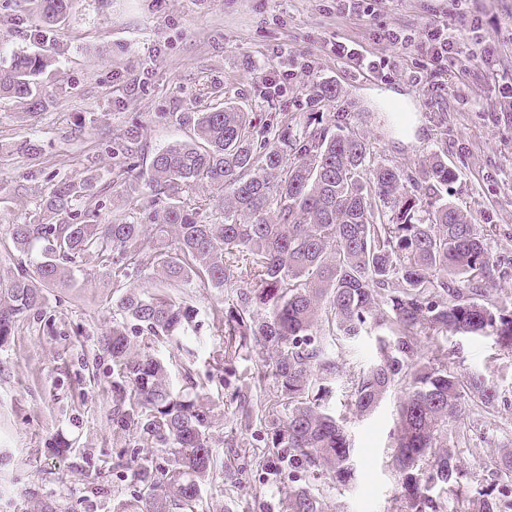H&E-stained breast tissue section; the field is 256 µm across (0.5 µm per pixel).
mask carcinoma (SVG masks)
<instances>
[{"mask_svg": "<svg viewBox=\"0 0 512 512\" xmlns=\"http://www.w3.org/2000/svg\"><path fill=\"white\" fill-rule=\"evenodd\" d=\"M33 40L46 46L76 0H33ZM0 68V98L26 114L41 112V75L54 63L41 52L9 51ZM194 138L156 152L143 216L115 213L99 224L68 222L93 182L60 181L36 218L9 224L5 237L27 260L0 278V344L16 318L43 306L44 288L73 281L90 257L117 288L122 324L100 352L112 358V424L134 436V447L162 448L169 463L139 452L119 463L137 488L113 512H198L204 483L218 466L210 429L213 395L183 366L176 388L169 363L146 351L157 340L186 344L194 309L163 289L131 286L153 269L164 284L189 279L230 293L213 314L223 336L211 368L224 414L258 419L277 469L308 482L288 492L280 512H326L327 493L356 477L347 416L372 414L388 393L402 392L390 434L397 491L391 512H512V448L465 472L448 447V426L466 406H496L493 379L448 365V336H490L512 356V303L489 287L494 262L481 226L448 202L423 200L455 172L434 157L428 185L408 190L398 167L371 157L366 139L331 132L309 120L296 130L288 114L257 130L251 113L223 103L174 114ZM209 189L196 196V188ZM375 336L368 366L349 369L336 349ZM143 343L135 350L130 336ZM430 355H424V351ZM256 368H238L251 355ZM341 391L345 413L330 408Z\"/></svg>", "mask_w": 512, "mask_h": 512, "instance_id": "1", "label": "carcinoma"}]
</instances>
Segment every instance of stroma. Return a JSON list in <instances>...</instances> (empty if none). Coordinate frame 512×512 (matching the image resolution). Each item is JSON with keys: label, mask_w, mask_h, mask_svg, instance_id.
Wrapping results in <instances>:
<instances>
[{"label": "stroma", "mask_w": 512, "mask_h": 512, "mask_svg": "<svg viewBox=\"0 0 512 512\" xmlns=\"http://www.w3.org/2000/svg\"><path fill=\"white\" fill-rule=\"evenodd\" d=\"M31 8L30 0H0V41L11 49L35 48L26 32ZM440 16L455 30L465 18L477 19L490 41L482 47L463 40L438 88L419 49L394 48L375 32L392 24L416 30ZM333 40L394 66L354 70L328 51ZM53 47L45 110L31 119L0 99V225L33 218L54 180L96 177L79 209L103 220L125 206L124 191L112 185L115 171L138 183V201H148L152 155L191 135L163 113L200 112L220 99L254 113L259 126L284 112L300 127L316 113L322 125L364 135L378 162L420 182L424 161L440 156L456 176L438 197L486 229L495 284L512 292V102L505 87L512 79V0H373L363 17L337 15L334 0H77ZM269 78L285 92L267 93ZM325 87L336 96H322ZM134 123L141 136L133 153H118ZM24 140L36 154L17 153ZM44 294L42 308L21 315L0 344V512L38 505L112 512L134 493L115 466L126 437L112 429V360L98 350L117 317L112 281L87 259L75 285L56 284ZM172 294L197 312L189 334L194 369L205 375L221 343L211 316L227 295L192 281ZM448 359L459 371L493 376L512 401V358L493 338L449 337ZM399 399L388 395L371 415L349 418L358 478L333 492L328 512H388L397 484L389 433ZM461 421L478 422L484 433L475 450L460 455L467 471L512 445V408L469 412ZM257 433L239 430L232 450L216 421L212 447L238 481L215 474L202 489V512H277L291 483L269 475ZM59 435L70 453L53 452Z\"/></svg>", "instance_id": "1"}]
</instances>
